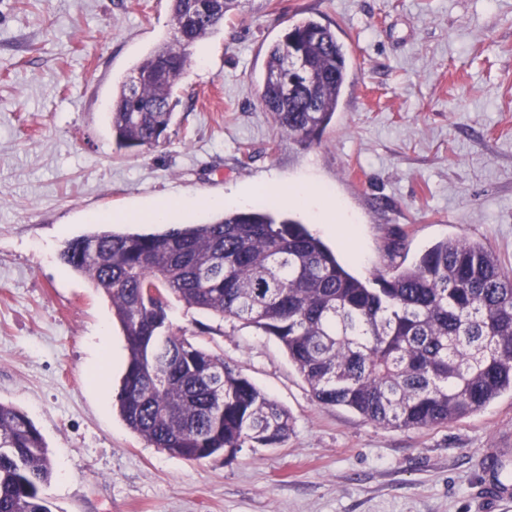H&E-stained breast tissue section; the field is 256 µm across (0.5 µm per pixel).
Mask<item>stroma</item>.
<instances>
[{
    "instance_id": "obj_1",
    "label": "stroma",
    "mask_w": 512,
    "mask_h": 512,
    "mask_svg": "<svg viewBox=\"0 0 512 512\" xmlns=\"http://www.w3.org/2000/svg\"><path fill=\"white\" fill-rule=\"evenodd\" d=\"M300 17L336 32L353 72L309 148L259 99L265 53ZM172 36L169 0H0V402L45 440L52 512H512L483 489L490 458L512 469V393L432 428L383 426L317 403L275 337L174 298L173 331L288 410L293 430L230 460L155 448L113 406L127 352L112 304L60 258L94 214L153 233L140 210L192 198L200 209L170 221L203 224L251 195L366 280L459 238L512 273V0H248L192 47L166 142L118 147L112 91ZM296 184L352 216L353 244L304 200H279Z\"/></svg>"
}]
</instances>
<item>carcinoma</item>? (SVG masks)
<instances>
[{"label": "carcinoma", "instance_id": "obj_1", "mask_svg": "<svg viewBox=\"0 0 512 512\" xmlns=\"http://www.w3.org/2000/svg\"><path fill=\"white\" fill-rule=\"evenodd\" d=\"M171 0L174 37L134 67L112 96L121 148L163 143L189 48L241 0ZM300 86L288 89L289 63ZM352 76L336 33L292 22L264 63L260 100L281 133L320 142ZM61 260L112 303L127 360L114 407L134 433L185 460L275 448L286 409L224 359L170 331L165 300L232 318L276 337L323 405L401 429L464 418L512 392V274L467 239H446L411 265L363 281L298 221L269 210L228 211L158 233L98 230L65 242ZM53 464L40 431L0 402V512H51L41 487Z\"/></svg>", "mask_w": 512, "mask_h": 512}]
</instances>
